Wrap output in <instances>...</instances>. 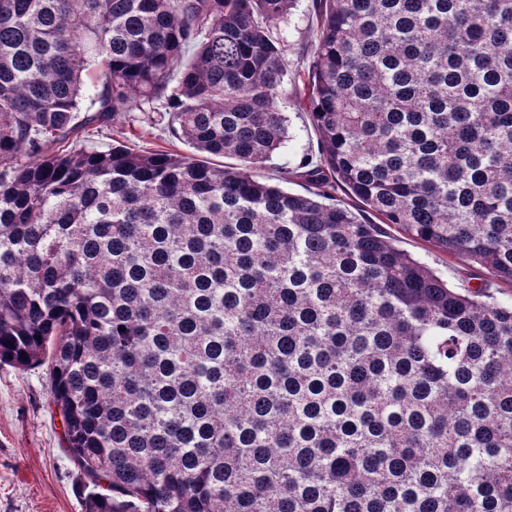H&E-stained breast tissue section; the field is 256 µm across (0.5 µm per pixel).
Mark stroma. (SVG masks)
<instances>
[{"label": "stroma", "mask_w": 512, "mask_h": 512, "mask_svg": "<svg viewBox=\"0 0 512 512\" xmlns=\"http://www.w3.org/2000/svg\"><path fill=\"white\" fill-rule=\"evenodd\" d=\"M313 14V0H299L285 27L289 74L307 72L313 60L317 32ZM288 117L293 139L274 156L273 168L266 171L270 177L276 165L300 160L317 150L318 134L307 111L292 107ZM81 143L99 150L119 143L135 150H187L172 137L166 123L151 122L143 113L135 122L120 118L101 131H90ZM386 230L405 252L437 269L456 286H470L460 262L397 226L387 225ZM85 482L65 450L63 423L52 402L45 367L20 371L0 364V512H83Z\"/></svg>", "instance_id": "obj_1"}]
</instances>
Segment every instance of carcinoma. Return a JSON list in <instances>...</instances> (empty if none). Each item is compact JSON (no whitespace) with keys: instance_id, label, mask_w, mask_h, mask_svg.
Returning a JSON list of instances; mask_svg holds the SVG:
<instances>
[{"instance_id":"carcinoma-1","label":"carcinoma","mask_w":512,"mask_h":512,"mask_svg":"<svg viewBox=\"0 0 512 512\" xmlns=\"http://www.w3.org/2000/svg\"><path fill=\"white\" fill-rule=\"evenodd\" d=\"M296 2L0 0V364L84 512H512V302L381 228L512 286V0H316L290 93ZM158 102L193 153L68 145ZM314 0H299L289 24L282 27L286 31L288 42V91L291 88L290 80L296 73L307 74L309 65L313 60L314 44L316 41V21L313 10ZM312 16L313 22L312 23ZM286 112L290 119V131L293 139L286 144L280 154L273 157L272 166L282 164L286 158L298 162L301 157L314 154L317 151L318 134L307 113L309 111L289 107ZM383 226L388 233L398 239V246L405 252L421 259L431 267L437 269L448 281L455 284L457 287H475L486 279L492 281L490 276L481 272V279H469L468 270L459 261H455L440 251L433 248L431 245L422 242L414 237L408 236L402 232L397 226L391 224H384Z\"/></svg>"}]
</instances>
